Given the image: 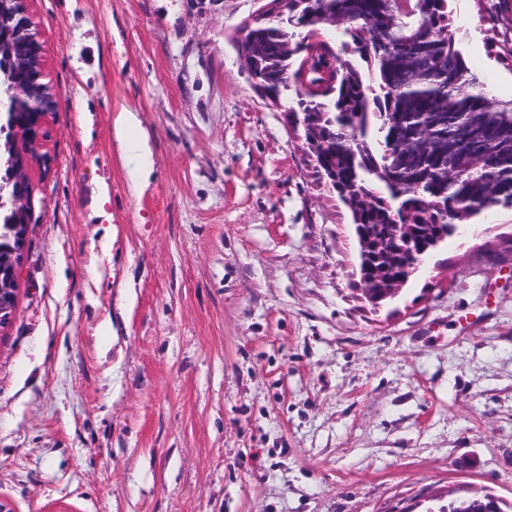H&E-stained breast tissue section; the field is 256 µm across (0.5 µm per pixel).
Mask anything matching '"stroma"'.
Segmentation results:
<instances>
[{
	"label": "stroma",
	"instance_id": "stroma-1",
	"mask_svg": "<svg viewBox=\"0 0 512 512\" xmlns=\"http://www.w3.org/2000/svg\"><path fill=\"white\" fill-rule=\"evenodd\" d=\"M258 0H27L60 103L15 317L0 498L15 512H428L512 504V207L372 306L349 209L234 41ZM496 97L505 24L450 0ZM134 115L153 174L117 129ZM496 507L488 495L472 496L460 500H448V502L433 512H490Z\"/></svg>",
	"mask_w": 512,
	"mask_h": 512
}]
</instances>
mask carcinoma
<instances>
[{
    "label": "carcinoma",
    "instance_id": "obj_1",
    "mask_svg": "<svg viewBox=\"0 0 512 512\" xmlns=\"http://www.w3.org/2000/svg\"><path fill=\"white\" fill-rule=\"evenodd\" d=\"M497 20L508 0H482ZM413 14L390 8L388 0H288V16H258L252 33L260 46L254 74L289 114L313 112L305 141L318 138L326 150L315 155L321 176L336 167V187L353 224H464L472 217L512 206V101L490 95L454 48L448 0H411ZM337 37L320 40L308 80L319 83L333 71L329 96H302L292 84V57L324 28ZM367 66V72L361 67ZM467 85L442 93L448 78ZM0 234L11 232L14 208L12 159L19 156L13 112L0 111ZM462 114L474 116L469 129ZM506 161L487 179V158ZM363 265L409 279L418 270L406 253L394 264L384 249L370 248ZM489 496L450 500L436 512H490Z\"/></svg>",
    "mask_w": 512,
    "mask_h": 512
}]
</instances>
